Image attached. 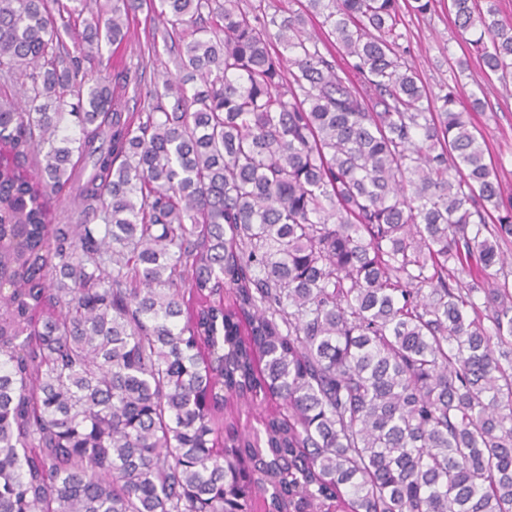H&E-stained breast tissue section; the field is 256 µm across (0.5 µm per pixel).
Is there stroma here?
Segmentation results:
<instances>
[{"label": "stroma", "instance_id": "obj_1", "mask_svg": "<svg viewBox=\"0 0 512 512\" xmlns=\"http://www.w3.org/2000/svg\"><path fill=\"white\" fill-rule=\"evenodd\" d=\"M453 20L443 0H437L434 11L425 16L406 17L412 60L429 86L455 81L460 100H467L476 87H483L487 106L484 111L474 113L473 121L493 157L502 163L500 178L503 185L512 187V92L505 91L498 80L483 82L476 67L461 76H452L445 58L450 54L457 57L462 54L455 39ZM162 26L160 18L144 9L136 11L130 19L129 41L123 54L138 64L142 74L141 87L145 90L153 88L165 69L171 67L176 55L175 50L162 42L157 43L155 50L147 48L148 33Z\"/></svg>", "mask_w": 512, "mask_h": 512}]
</instances>
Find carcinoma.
<instances>
[{"instance_id":"1","label":"carcinoma","mask_w":512,"mask_h":512,"mask_svg":"<svg viewBox=\"0 0 512 512\" xmlns=\"http://www.w3.org/2000/svg\"><path fill=\"white\" fill-rule=\"evenodd\" d=\"M74 2L0 0V512H512V194L432 0H149L140 112L81 56L143 2ZM450 8L508 86L498 0ZM436 1L441 2H435V11L424 17L405 15L407 31L403 27L402 31L407 35L413 63L423 81L434 89L439 84L454 82L458 97L465 103L471 92L479 93L475 80L482 83L487 106L483 112L473 113V121L481 130L493 157L502 162L503 170L499 173L503 185L510 186L512 190V82L507 93L495 77L491 82L484 81L476 59L471 62V70L457 76L455 82L445 63L448 52L462 56L455 39L454 14H448V0ZM164 29L163 22L160 18L152 13H149L144 7L142 10H138L130 17V33L129 41L124 44V48L121 53L127 57L128 61L136 64L139 63V73L143 72L142 75V95L150 88H153L158 79H161V75L165 73V67L170 69L172 75H175L177 71L172 63L173 58L176 56L175 50L170 49L171 43L165 44L163 41L158 39L156 43V51L149 52L147 48V35L152 29ZM143 96L142 103L143 104Z\"/></svg>"}]
</instances>
